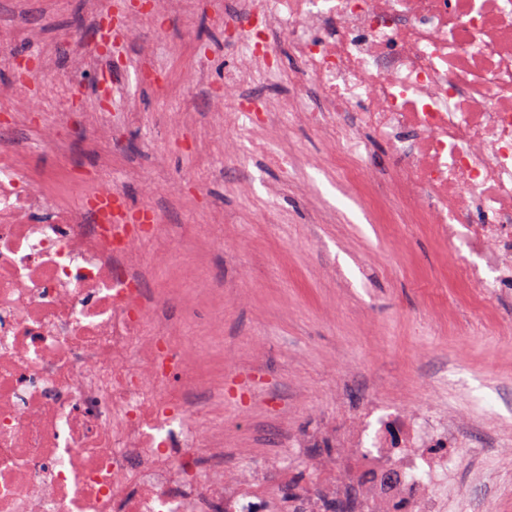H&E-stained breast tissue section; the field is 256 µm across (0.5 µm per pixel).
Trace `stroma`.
<instances>
[{"mask_svg": "<svg viewBox=\"0 0 512 512\" xmlns=\"http://www.w3.org/2000/svg\"><path fill=\"white\" fill-rule=\"evenodd\" d=\"M0 51L29 62L59 57V70L0 63V110L37 87L39 114L0 117V144L16 143L37 169L74 161L92 180L98 161L134 207L165 209L164 254L146 248L148 287L199 296L200 371L224 379V446L246 449L260 470L284 457L292 486L318 484V460L335 456L327 433L356 424L370 402L390 410H440L468 446L448 496L467 512H512V288H473L456 273L457 250L425 224H389L336 178L310 169L305 191L271 202L269 222L249 202L282 177L258 160L224 164V25L211 11L138 22L119 66L89 48L95 0H14ZM193 41L179 64L199 82L160 92L170 45ZM140 107L127 129L143 149V180L112 150L126 98ZM87 127L94 143L75 155L47 148L44 127ZM245 178L250 194L238 191ZM308 439L307 447L295 440Z\"/></svg>", "mask_w": 512, "mask_h": 512, "instance_id": "stroma-1", "label": "stroma"}]
</instances>
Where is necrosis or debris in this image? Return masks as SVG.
Returning a JSON list of instances; mask_svg holds the SVG:
<instances>
[{"instance_id":"necrosis-or-debris-1","label":"necrosis or debris","mask_w":512,"mask_h":512,"mask_svg":"<svg viewBox=\"0 0 512 512\" xmlns=\"http://www.w3.org/2000/svg\"><path fill=\"white\" fill-rule=\"evenodd\" d=\"M224 26L225 161L243 146L292 179L271 146L309 127L379 208L383 138L394 222L463 242L475 287L512 282V0H225ZM261 81L289 90L253 97ZM91 187L0 150V512H312L328 484L303 502L271 485L279 457L264 476L226 463L224 389L192 370L171 296L144 288L145 234L72 205ZM364 438L358 512H448L455 429L406 411Z\"/></svg>"}]
</instances>
